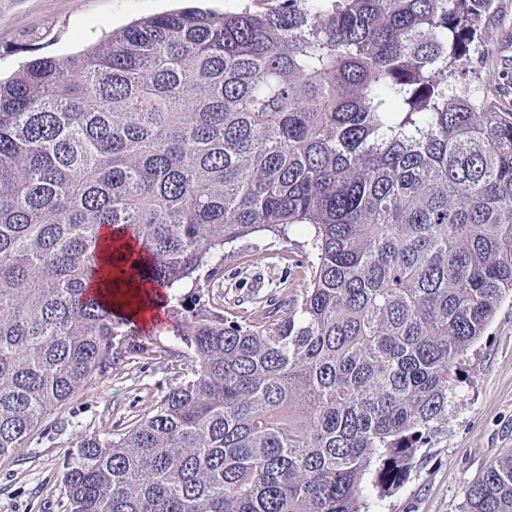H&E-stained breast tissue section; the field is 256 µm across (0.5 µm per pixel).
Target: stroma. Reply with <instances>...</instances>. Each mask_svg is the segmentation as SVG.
Returning a JSON list of instances; mask_svg holds the SVG:
<instances>
[{
	"instance_id": "stroma-1",
	"label": "stroma",
	"mask_w": 512,
	"mask_h": 512,
	"mask_svg": "<svg viewBox=\"0 0 512 512\" xmlns=\"http://www.w3.org/2000/svg\"><path fill=\"white\" fill-rule=\"evenodd\" d=\"M180 0H0V76L24 60L21 47L64 57L103 32L179 8ZM483 55L501 79L490 87L512 105V0H499ZM309 230L288 238L259 235L224 252V279L214 295L225 315L246 317L299 298L314 255ZM151 358L120 360L111 376L89 382L37 427L21 448L0 457V512H67L62 474L84 437L112 439L154 409L189 364L175 326L150 333ZM512 449V300H505L484 336L467 351L448 402V425L422 448L416 466L378 512H461L462 489Z\"/></svg>"
}]
</instances>
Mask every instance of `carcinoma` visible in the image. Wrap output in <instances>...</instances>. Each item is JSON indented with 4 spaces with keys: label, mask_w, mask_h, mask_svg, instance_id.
Masks as SVG:
<instances>
[{
    "label": "carcinoma",
    "mask_w": 512,
    "mask_h": 512,
    "mask_svg": "<svg viewBox=\"0 0 512 512\" xmlns=\"http://www.w3.org/2000/svg\"><path fill=\"white\" fill-rule=\"evenodd\" d=\"M142 18L0 80V456L128 353L90 288L101 230L165 289L191 364L118 438L82 441L70 512H372L448 420L512 299V108L496 0H275ZM311 227V279L224 315V249ZM512 512V452L462 491ZM496 21L487 31L483 43L486 63L505 76L490 86V91L504 106L512 104V0H499Z\"/></svg>",
    "instance_id": "carcinoma-1"
}]
</instances>
